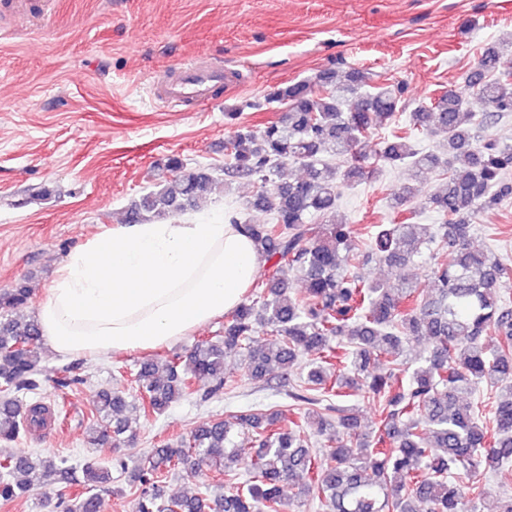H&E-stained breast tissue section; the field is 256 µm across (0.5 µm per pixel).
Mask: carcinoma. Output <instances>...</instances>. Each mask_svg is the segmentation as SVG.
<instances>
[{
  "mask_svg": "<svg viewBox=\"0 0 512 512\" xmlns=\"http://www.w3.org/2000/svg\"><path fill=\"white\" fill-rule=\"evenodd\" d=\"M499 59L495 47L486 48L467 79L485 112H469L461 93L447 91L420 104L413 127L391 134L372 157L357 151L361 139L373 125L397 117L403 88L381 84L364 94L367 73L353 69L341 81L335 71L322 70L270 93L284 105L283 116L259 131H236L224 167H189L172 156L170 176L129 204L123 223L143 224L194 210L236 183L258 184L244 208L227 218L255 240L263 270L254 294L225 318L224 335L197 342L183 363L176 356L141 363L134 375L138 394L130 400L99 394L102 424L93 428L92 443L134 437L119 414L160 416L191 395L200 379L214 382L215 393L231 392L224 359L238 350L248 351L247 371L255 381L312 356L304 380L288 391L297 410L292 426L277 427L276 411L253 409L199 426L176 446L158 445L133 474V512H281L282 484L300 475L329 512H473L472 501L488 493L484 479L512 466V261L470 246L471 216L512 200V144L486 136L477 145L472 133L512 113V75L490 77ZM418 132L442 137L443 150L415 149ZM338 156L344 165H336ZM288 162L300 164L305 176L281 178L279 168ZM403 167L446 175L426 198L441 223L418 224L410 210L380 229L375 254L366 253L354 227L336 220L341 191L385 168ZM421 194L416 177L400 187L397 199L410 203ZM252 211L271 218L257 223ZM432 244L453 253L450 262L430 269L433 294L420 292L412 279L391 286L355 272L372 256L405 269ZM289 271L305 281L304 293L290 292ZM29 297L23 284L0 290L5 446L44 427L48 413L41 402L18 399L43 383L41 328L21 314ZM260 332L274 342L250 346ZM488 333L498 336L492 347L483 341ZM420 340L428 353L415 362L407 348ZM51 381L66 388L84 379L66 367ZM359 395L379 413V426L367 434L359 432L358 410L350 405ZM241 433L252 435L250 447L237 446ZM323 435L331 446L314 449L312 438ZM245 455L251 471L243 486L163 499L160 481L171 471L229 473ZM54 477L75 492L71 499L47 496L48 512H100L95 488L110 482L108 469L94 460L77 469L20 448L0 455V501L22 498Z\"/></svg>",
  "mask_w": 512,
  "mask_h": 512,
  "instance_id": "1",
  "label": "carcinoma"
}]
</instances>
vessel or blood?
Returning a JSON list of instances; mask_svg holds the SVG:
<instances>
[{
    "label": "vessel or blood",
    "mask_w": 512,
    "mask_h": 512,
    "mask_svg": "<svg viewBox=\"0 0 512 512\" xmlns=\"http://www.w3.org/2000/svg\"><path fill=\"white\" fill-rule=\"evenodd\" d=\"M238 77L237 70L197 59L182 65L175 76L158 81L154 90L156 96L165 103L192 112L199 105L212 100V92L216 87H233Z\"/></svg>",
    "instance_id": "1"
}]
</instances>
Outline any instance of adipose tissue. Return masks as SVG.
Returning <instances> with one entry per match:
<instances>
[{"label":"adipose tissue","mask_w":512,"mask_h":512,"mask_svg":"<svg viewBox=\"0 0 512 512\" xmlns=\"http://www.w3.org/2000/svg\"><path fill=\"white\" fill-rule=\"evenodd\" d=\"M262 265L220 213L118 224L70 253L37 319L62 355L151 351L235 309Z\"/></svg>","instance_id":"adipose-tissue-1"}]
</instances>
